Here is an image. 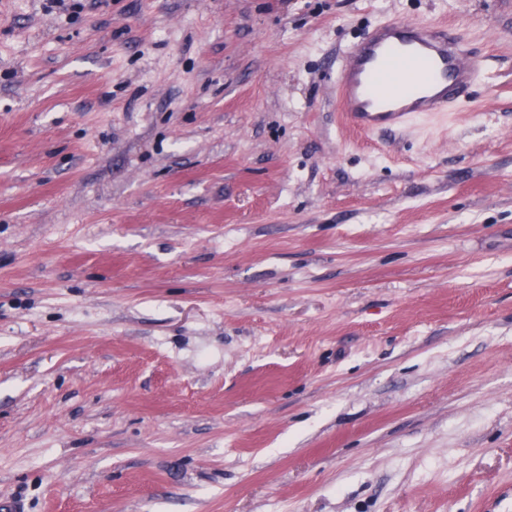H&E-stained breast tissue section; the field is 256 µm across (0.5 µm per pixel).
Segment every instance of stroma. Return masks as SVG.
<instances>
[{
	"mask_svg": "<svg viewBox=\"0 0 512 512\" xmlns=\"http://www.w3.org/2000/svg\"><path fill=\"white\" fill-rule=\"evenodd\" d=\"M467 107L364 135L369 26ZM512 512V0H0V505ZM456 29L425 20L379 23L348 46L337 106L359 131L400 129L464 107L482 66Z\"/></svg>",
	"mask_w": 512,
	"mask_h": 512,
	"instance_id": "1",
	"label": "stroma"
}]
</instances>
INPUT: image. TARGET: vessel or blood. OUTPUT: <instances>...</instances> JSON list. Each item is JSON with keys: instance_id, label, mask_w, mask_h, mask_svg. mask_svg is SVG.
Here are the masks:
<instances>
[{"instance_id": "vessel-or-blood-1", "label": "vessel or blood", "mask_w": 512, "mask_h": 512, "mask_svg": "<svg viewBox=\"0 0 512 512\" xmlns=\"http://www.w3.org/2000/svg\"><path fill=\"white\" fill-rule=\"evenodd\" d=\"M456 29L425 20L379 23L348 46L337 106L354 129H399L466 105L482 66Z\"/></svg>"}]
</instances>
